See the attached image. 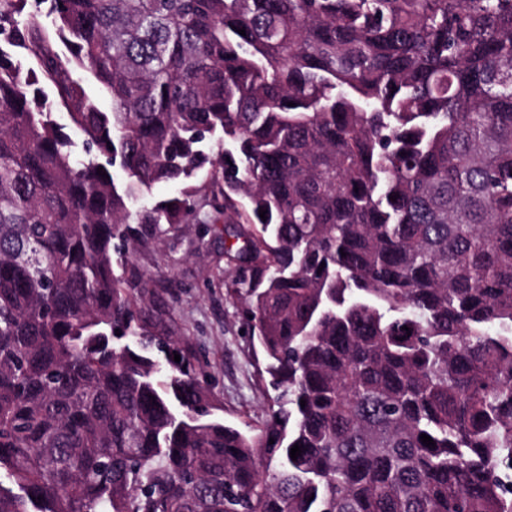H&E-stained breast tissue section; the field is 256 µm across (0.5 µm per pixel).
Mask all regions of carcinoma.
Segmentation results:
<instances>
[{
	"mask_svg": "<svg viewBox=\"0 0 512 512\" xmlns=\"http://www.w3.org/2000/svg\"><path fill=\"white\" fill-rule=\"evenodd\" d=\"M41 2L0 0V512H512V0ZM209 193L257 427L128 261Z\"/></svg>",
	"mask_w": 512,
	"mask_h": 512,
	"instance_id": "carcinoma-1",
	"label": "carcinoma"
}]
</instances>
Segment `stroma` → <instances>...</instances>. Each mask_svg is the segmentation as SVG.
I'll use <instances>...</instances> for the list:
<instances>
[{"label":"stroma","instance_id":"1","mask_svg":"<svg viewBox=\"0 0 512 512\" xmlns=\"http://www.w3.org/2000/svg\"><path fill=\"white\" fill-rule=\"evenodd\" d=\"M131 261L155 282L165 319L199 357L225 422H264L273 391L260 376L262 356L241 305L224 286L223 223L167 227L160 244L138 250Z\"/></svg>","mask_w":512,"mask_h":512}]
</instances>
